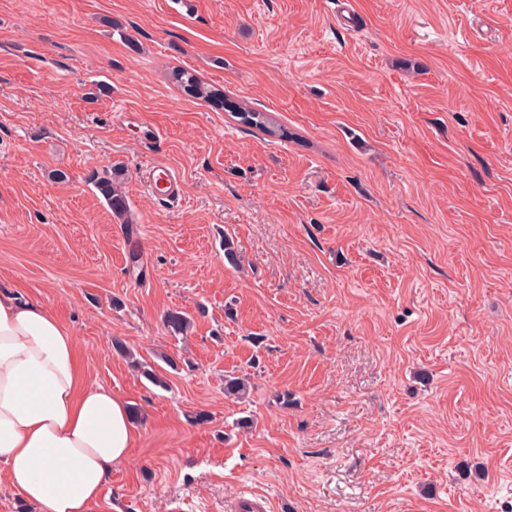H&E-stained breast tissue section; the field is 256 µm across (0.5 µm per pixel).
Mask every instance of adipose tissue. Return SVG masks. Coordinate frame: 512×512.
<instances>
[{
  "label": "adipose tissue",
  "mask_w": 512,
  "mask_h": 512,
  "mask_svg": "<svg viewBox=\"0 0 512 512\" xmlns=\"http://www.w3.org/2000/svg\"><path fill=\"white\" fill-rule=\"evenodd\" d=\"M139 437L128 401L87 376L43 302L0 286V469L41 512H95Z\"/></svg>",
  "instance_id": "ef3b65f1"
}]
</instances>
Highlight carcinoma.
Here are the masks:
<instances>
[{
    "instance_id": "1",
    "label": "carcinoma",
    "mask_w": 512,
    "mask_h": 512,
    "mask_svg": "<svg viewBox=\"0 0 512 512\" xmlns=\"http://www.w3.org/2000/svg\"><path fill=\"white\" fill-rule=\"evenodd\" d=\"M173 79L181 91L190 98L202 99L219 109H226L231 117L241 124L256 129L273 139H299V136L285 127L271 112H265L243 103H236L225 98L218 89L202 83L195 75L178 69L172 73ZM128 176L127 170L121 166H112L100 174L93 176L99 194L105 200L112 215L123 224L133 223L122 184ZM165 325L174 335H184L190 328L191 320L182 311H170L165 316ZM249 390V381L245 377L234 374L224 375V394L235 398L244 397Z\"/></svg>"
}]
</instances>
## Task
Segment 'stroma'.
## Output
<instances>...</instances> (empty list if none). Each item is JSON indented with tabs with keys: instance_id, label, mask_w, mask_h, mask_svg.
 <instances>
[{
	"instance_id": "stroma-1",
	"label": "stroma",
	"mask_w": 512,
	"mask_h": 512,
	"mask_svg": "<svg viewBox=\"0 0 512 512\" xmlns=\"http://www.w3.org/2000/svg\"><path fill=\"white\" fill-rule=\"evenodd\" d=\"M183 2L0 0V284L137 416L97 512H512V0ZM172 76L185 95L207 101L216 108L227 109L231 113L230 116L241 124L256 129L273 139L300 140L299 136L288 131V128L273 113L258 110L243 103L228 101L223 92L205 85L188 71L178 69L172 73ZM128 176L127 170L121 166H111L101 174H95L93 181L99 194L105 200L112 215L121 221V224H133L122 184ZM143 182L159 203H174L181 196V183L172 169L151 167L142 172ZM231 512H272V501L263 494H250L239 497L231 507Z\"/></svg>"
}]
</instances>
